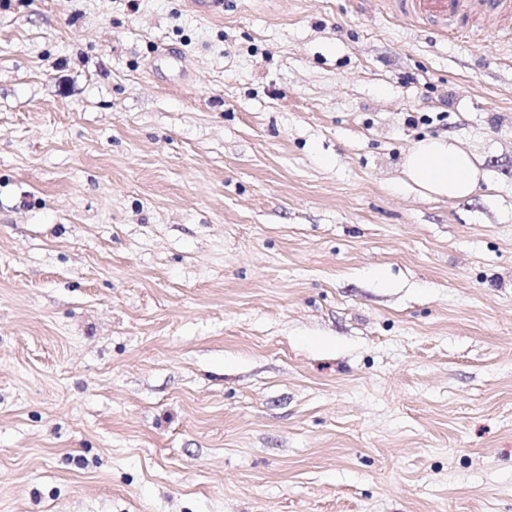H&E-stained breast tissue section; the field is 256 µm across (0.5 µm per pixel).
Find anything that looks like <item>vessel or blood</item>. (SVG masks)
Returning <instances> with one entry per match:
<instances>
[{"instance_id":"vessel-or-blood-1","label":"vessel or blood","mask_w":512,"mask_h":512,"mask_svg":"<svg viewBox=\"0 0 512 512\" xmlns=\"http://www.w3.org/2000/svg\"><path fill=\"white\" fill-rule=\"evenodd\" d=\"M387 7L415 22L433 24L441 32L512 28V0H386Z\"/></svg>"}]
</instances>
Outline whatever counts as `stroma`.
<instances>
[{"label": "stroma", "mask_w": 512, "mask_h": 512, "mask_svg": "<svg viewBox=\"0 0 512 512\" xmlns=\"http://www.w3.org/2000/svg\"><path fill=\"white\" fill-rule=\"evenodd\" d=\"M188 3L0 0V512H512V40ZM410 182L436 197L466 198L478 187L473 158L446 137L420 140L403 161Z\"/></svg>", "instance_id": "obj_1"}]
</instances>
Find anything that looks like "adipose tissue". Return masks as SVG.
Wrapping results in <instances>:
<instances>
[{
	"label": "adipose tissue",
	"mask_w": 512,
	"mask_h": 512,
	"mask_svg": "<svg viewBox=\"0 0 512 512\" xmlns=\"http://www.w3.org/2000/svg\"><path fill=\"white\" fill-rule=\"evenodd\" d=\"M403 172L410 182L436 197L461 199L478 187L473 158L445 137L412 145L404 157Z\"/></svg>",
	"instance_id": "obj_1"
}]
</instances>
